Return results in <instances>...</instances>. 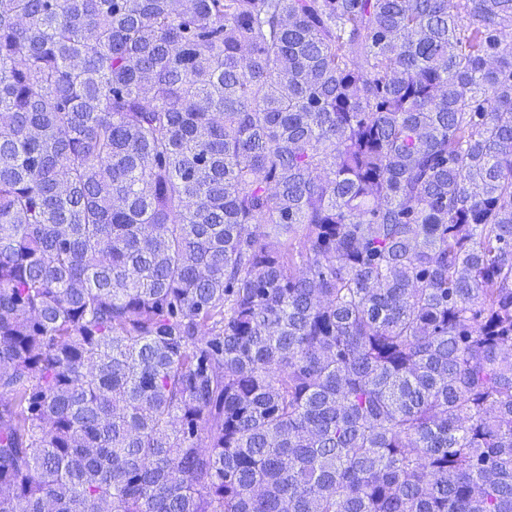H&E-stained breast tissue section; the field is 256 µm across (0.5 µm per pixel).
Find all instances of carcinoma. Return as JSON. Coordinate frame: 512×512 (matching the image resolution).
I'll return each mask as SVG.
<instances>
[{
    "instance_id": "obj_1",
    "label": "carcinoma",
    "mask_w": 512,
    "mask_h": 512,
    "mask_svg": "<svg viewBox=\"0 0 512 512\" xmlns=\"http://www.w3.org/2000/svg\"><path fill=\"white\" fill-rule=\"evenodd\" d=\"M512 0H0V512H512Z\"/></svg>"
}]
</instances>
